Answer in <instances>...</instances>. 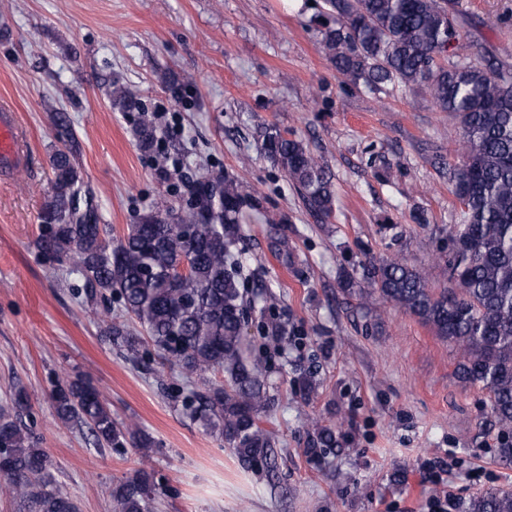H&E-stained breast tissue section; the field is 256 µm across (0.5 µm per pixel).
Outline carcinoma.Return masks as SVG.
I'll return each mask as SVG.
<instances>
[{
  "mask_svg": "<svg viewBox=\"0 0 512 512\" xmlns=\"http://www.w3.org/2000/svg\"><path fill=\"white\" fill-rule=\"evenodd\" d=\"M456 19V0H323L314 21L336 72L353 86L374 94L396 87L420 90L460 122L465 159L450 182L461 223L450 230L448 252L441 255L455 287L435 291L421 270L399 257L361 263V279L459 350L457 373L487 392L499 429L498 452L511 459L512 69L489 64L484 55L448 61L447 45L459 36ZM112 105L122 112H147L137 94L117 81ZM137 134L140 147L150 149L153 120L143 117ZM256 134L313 216L330 221L336 190L327 164L293 133L267 124ZM76 152L70 137L53 155L52 195L35 241L39 255L73 267L87 303L117 296L142 332L110 317L105 332L112 345L135 358L148 344L187 382L203 383L204 390L192 392L187 404L190 415L245 467L269 465L275 439L262 425V412L270 396L259 360L247 354L246 278L235 254L244 239L242 219L260 210V199L235 177L198 179L186 204L140 214L112 242L98 210L78 204ZM174 220L193 225L194 237L183 239ZM181 267L185 272L174 276ZM296 334L274 318L263 326L265 336ZM215 370L224 372L220 386L206 379ZM50 399L55 417L87 427L99 448L155 446L142 430L118 423L88 380H58ZM27 403L20 388L15 413L0 412V485L20 512H80L77 501L55 485L47 452L21 425L19 411ZM312 447H336V430L319 428ZM164 493L152 473L136 470L112 486V512H155ZM465 512H512V491L492 487L474 497Z\"/></svg>",
  "mask_w": 512,
  "mask_h": 512,
  "instance_id": "carcinoma-1",
  "label": "carcinoma"
}]
</instances>
